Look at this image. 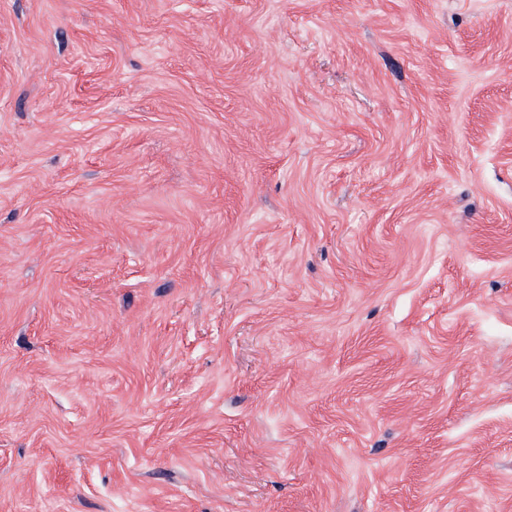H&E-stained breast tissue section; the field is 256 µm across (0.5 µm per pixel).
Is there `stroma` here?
Segmentation results:
<instances>
[{
	"label": "stroma",
	"mask_w": 512,
	"mask_h": 512,
	"mask_svg": "<svg viewBox=\"0 0 512 512\" xmlns=\"http://www.w3.org/2000/svg\"><path fill=\"white\" fill-rule=\"evenodd\" d=\"M0 512H512V0H0Z\"/></svg>",
	"instance_id": "1"
}]
</instances>
